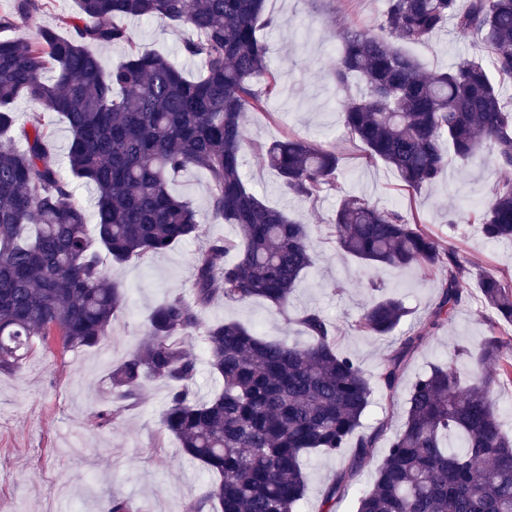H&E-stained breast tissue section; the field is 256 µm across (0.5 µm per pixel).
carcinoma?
Masks as SVG:
<instances>
[{
  "label": "carcinoma",
  "mask_w": 512,
  "mask_h": 512,
  "mask_svg": "<svg viewBox=\"0 0 512 512\" xmlns=\"http://www.w3.org/2000/svg\"><path fill=\"white\" fill-rule=\"evenodd\" d=\"M266 0H77L66 32L40 25L50 0H16L0 12V373L19 367L34 338L60 337L65 349H90L109 335L125 292L102 267L137 262L207 235L194 207L170 191L189 168L210 178L212 222L237 226L240 240H209L193 262L192 296L173 295L147 319L144 348L109 369L110 397L91 409L98 430L118 423L142 396V380L166 382L162 418L181 452L210 475L185 512H299L312 453L336 458L322 512H334L385 432L359 431L374 391L394 397L405 363L425 337L447 324L466 297L465 261L413 212L381 209L349 196L329 224L336 245L374 268L418 266L442 275L441 294L418 329L396 338L376 379L340 352L334 329L315 309L288 315L295 285L313 263L308 225L271 208L241 174L243 116L262 111L255 85L276 92L259 31L270 24ZM22 18L29 40L6 35ZM159 18L187 27L185 52L202 62L183 75L170 58L138 50L128 19ZM481 35L490 67L460 59L427 72L393 41H430L447 21ZM123 45L106 68L90 46ZM53 71L48 83L43 73ZM347 138L369 158L393 167L404 190L430 189L448 155L466 164L482 150L500 176L474 215L489 242L512 241V0H387L377 33L341 37L331 71ZM24 98L64 121L66 163L46 124L22 123ZM267 165L284 191L315 201L339 170V156L286 138L268 146ZM93 187L97 223L87 230L73 182ZM484 303L512 324V287L482 281ZM267 302L309 342L270 341L237 321L206 324L217 301ZM411 314L384 293L355 328L392 334ZM198 333L222 388L199 398L198 358L185 338ZM495 335L430 365L409 386L402 426L377 466L356 512H512V436L490 398L494 382L512 380V358ZM473 381L464 387L462 361ZM457 437L461 446L448 443ZM355 443H350L351 438Z\"/></svg>",
  "instance_id": "carcinoma-1"
}]
</instances>
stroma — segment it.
Returning <instances> with one entry per match:
<instances>
[{"mask_svg":"<svg viewBox=\"0 0 512 512\" xmlns=\"http://www.w3.org/2000/svg\"><path fill=\"white\" fill-rule=\"evenodd\" d=\"M385 0H267L270 27L262 37L269 67L278 88L263 112L247 113L248 144L242 175L270 206L286 210L308 224L314 242V265L300 279L291 311L319 310L335 329L340 351L371 375L377 374L390 350L389 338L359 332L354 324L375 296L372 284H384L412 307V321L423 320L434 306L439 273L420 268L375 270L337 248L328 222L341 200L358 196L379 207L416 211L429 230L467 261L466 286L471 295L451 321L409 360L394 398L374 393L362 420L363 430L379 424L387 429L371 451V464L352 482L336 512H355L358 498L373 485L390 440L403 420L405 398L412 380L461 346H472L490 329H497L512 347V325L496 324L493 311L479 292L488 277L512 282V242H487L470 218L497 181L498 172L485 162H450L439 182L425 193L408 194L397 172L370 159L345 135L340 98L330 68L343 31H376ZM138 47L174 60L186 75H195L198 59L183 52L187 28L152 19H130ZM403 52L428 71L443 69L461 58H484L479 35L445 25L425 43H401ZM295 135L336 150L340 171L315 202L287 196L277 173L258 152L259 146ZM173 191L192 203L213 237L234 238L231 224L212 223L208 198L210 181L192 168L173 184ZM203 240L183 243L142 261L118 265L104 261L108 277L124 289L126 303L112 320L109 336L91 349L66 350L56 340H35L19 368L0 374V512H101L113 497L129 499L134 512H184L209 481L202 467L181 454L176 440L162 427L169 388L152 378L143 382L138 406L119 422L100 431L88 421L91 409L108 394L107 365L120 363L146 339L147 316L170 295H192V264ZM204 322L238 321L270 339L298 335L297 326L266 302L216 303L202 314ZM309 482L301 512H321L325 487L336 475L335 458L317 455L307 465Z\"/></svg>","mask_w":512,"mask_h":512,"instance_id":"obj_1","label":"stroma"}]
</instances>
